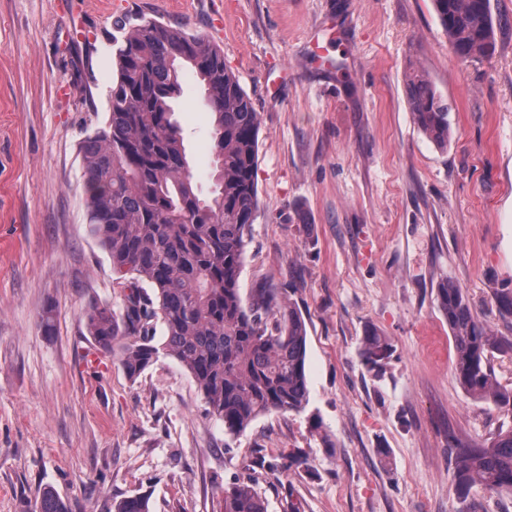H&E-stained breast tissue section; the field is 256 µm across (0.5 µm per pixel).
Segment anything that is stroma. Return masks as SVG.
<instances>
[{
  "label": "stroma",
  "instance_id": "obj_1",
  "mask_svg": "<svg viewBox=\"0 0 512 512\" xmlns=\"http://www.w3.org/2000/svg\"><path fill=\"white\" fill-rule=\"evenodd\" d=\"M491 10L495 53L463 63L432 0H0V512L46 488L72 512L133 495L150 512H224L238 478L268 512H512V492H455L453 447L512 428V411L462 390L437 300L455 282L512 340L496 305L512 289V0ZM121 17L220 47L259 115L239 286L271 285L302 313L309 403L232 440L173 357L133 380L116 357L101 375L82 362L86 310L123 298L89 232L80 155L107 117ZM413 67L451 107L448 148L415 123ZM181 85L176 118L206 193L204 92L188 69ZM371 328L392 346L380 375L361 357ZM290 450L301 462L276 466Z\"/></svg>",
  "mask_w": 512,
  "mask_h": 512
}]
</instances>
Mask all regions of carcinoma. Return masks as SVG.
Masks as SVG:
<instances>
[{
	"mask_svg": "<svg viewBox=\"0 0 512 512\" xmlns=\"http://www.w3.org/2000/svg\"><path fill=\"white\" fill-rule=\"evenodd\" d=\"M460 61L494 54L498 25L490 0H432ZM116 79L104 125L82 145L88 224L107 253L123 294L122 311L96 305L84 315L98 348L119 358L131 378L162 355L178 360L203 395L207 413L224 433L246 431L260 415L301 412L308 405L307 328L295 307L273 288L244 300L239 278L245 237L257 210L258 116L224 52L207 39L152 18L115 22ZM191 69L205 89L212 115L210 196L199 193L174 103L181 74ZM407 101L418 128L446 146L450 109L424 72L407 80ZM440 308L455 342V376L467 395L512 408V388L497 384L489 352L503 344L473 311L461 288L444 281ZM162 328L163 342L155 341ZM392 346L369 329L361 357L379 372ZM453 481L459 495L479 483L512 492V429L487 443L454 448ZM32 512H72L46 488ZM113 512H148L129 496ZM224 512H267L253 487H224Z\"/></svg>",
	"mask_w": 512,
	"mask_h": 512,
	"instance_id": "1",
	"label": "carcinoma"
}]
</instances>
